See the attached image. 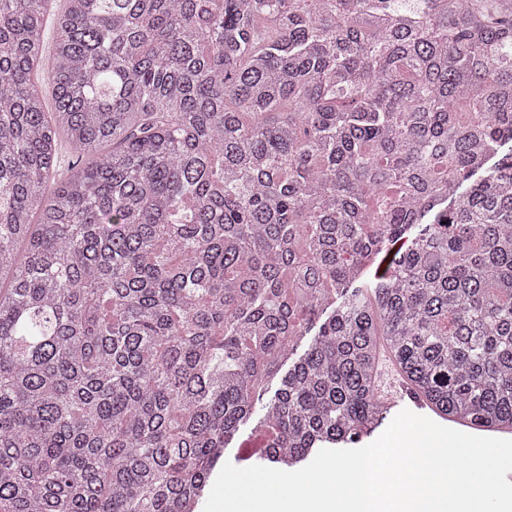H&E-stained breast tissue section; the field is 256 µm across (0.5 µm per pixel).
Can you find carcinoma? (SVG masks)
Returning <instances> with one entry per match:
<instances>
[{"instance_id": "cac0c4a2", "label": "carcinoma", "mask_w": 512, "mask_h": 512, "mask_svg": "<svg viewBox=\"0 0 512 512\" xmlns=\"http://www.w3.org/2000/svg\"><path fill=\"white\" fill-rule=\"evenodd\" d=\"M53 2L0 0V512H195L383 356L512 433V0H63L48 57Z\"/></svg>"}]
</instances>
